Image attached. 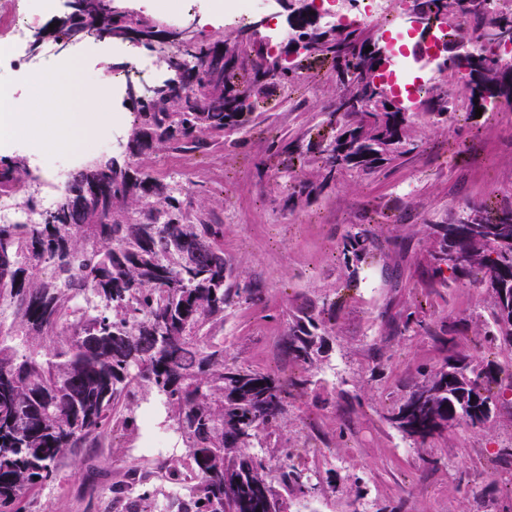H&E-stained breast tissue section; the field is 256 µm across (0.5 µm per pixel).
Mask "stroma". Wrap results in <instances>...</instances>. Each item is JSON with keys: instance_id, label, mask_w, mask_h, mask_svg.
Returning <instances> with one entry per match:
<instances>
[{"instance_id": "35a3bbf8", "label": "stroma", "mask_w": 512, "mask_h": 512, "mask_svg": "<svg viewBox=\"0 0 512 512\" xmlns=\"http://www.w3.org/2000/svg\"><path fill=\"white\" fill-rule=\"evenodd\" d=\"M335 98L330 63H313L258 125L193 155L191 190L218 214L238 281L261 290L258 301L225 311L224 351L293 381L302 369L277 340L297 310L324 307L323 386L292 399L279 432L299 450L323 451L310 467L318 486L310 512H503L512 508V463L501 464L497 453L512 443V409L487 428L461 425L449 438L422 446L391 428L385 415L443 364L448 348L442 339L458 320L469 324L456 338L459 349L512 372V349L476 343L489 307L479 283L464 280L431 292L422 285L427 225L469 204L494 208L512 193V118L490 109L436 125L418 116L413 151L290 205V172L312 180L318 164H289L287 156L267 152V141L317 136ZM121 155L111 140L89 134L71 149H45L43 161L53 167L77 156L91 162ZM355 224L378 244L374 259L356 271L342 253L343 237ZM411 311L426 318L431 335L401 332V318ZM142 444V436L118 431L111 447L79 449L63 461L57 481L34 495L35 512H112L110 488L120 472L131 470L151 472L162 510L169 483Z\"/></svg>"}]
</instances>
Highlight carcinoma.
Returning <instances> with one entry per match:
<instances>
[{
    "label": "carcinoma",
    "instance_id": "1",
    "mask_svg": "<svg viewBox=\"0 0 512 512\" xmlns=\"http://www.w3.org/2000/svg\"><path fill=\"white\" fill-rule=\"evenodd\" d=\"M455 0H420L429 17L458 20ZM489 0H469V32L492 40L512 14H488ZM133 19L111 13L104 0H82L69 38L89 30L126 34ZM297 37L310 43L308 61L269 72L262 49L246 59L239 39L180 37L181 51L165 62L175 72L200 69L183 96L153 89L131 97L137 105L128 134L127 160H103L78 170L55 209L36 224H0V512H25L27 498L55 482L61 461L80 448L104 444L115 427L135 432L133 405L149 396L163 406L161 424L175 433L184 456L173 459L167 480L191 485L175 499L177 512H281L287 499L272 485L264 460L249 452L269 439L285 418L289 387L273 373L228 362L224 342L227 308L249 303L259 289L240 285L224 253V225L211 218L187 187L166 182L136 160L161 149L196 152L225 133L255 123L263 105L288 91L311 61H328L338 94L324 123L332 135L316 146L299 139L275 146L288 157L316 150L317 179L293 178L297 205L345 175L369 174L414 149L412 112L367 105L377 77L372 33L365 25L320 31L299 20ZM197 60L196 67L183 62ZM483 55L449 54L446 69L465 70L467 117L487 105H512L508 80ZM481 87L475 103L472 84ZM422 103L437 124L455 118L448 89L429 88ZM34 176L24 157L0 159V194L29 193ZM423 274L429 286L473 277L491 299L480 329L489 347L512 348V195L493 213L469 207L430 224ZM374 240L352 226L345 235L346 262L369 257ZM463 262L448 267V252ZM322 311L309 307L288 320L283 347L305 375L293 386L307 394L320 387L315 370L324 344ZM405 332H427L425 318L408 313ZM512 379L502 384L489 365L451 352L429 378L409 393L387 420L423 445L447 438L465 424L485 428L486 406L511 409ZM283 465L280 480L292 499L311 496L306 467L295 449L275 444ZM146 476L131 473L112 486L116 512H146Z\"/></svg>",
    "mask_w": 512,
    "mask_h": 512
}]
</instances>
